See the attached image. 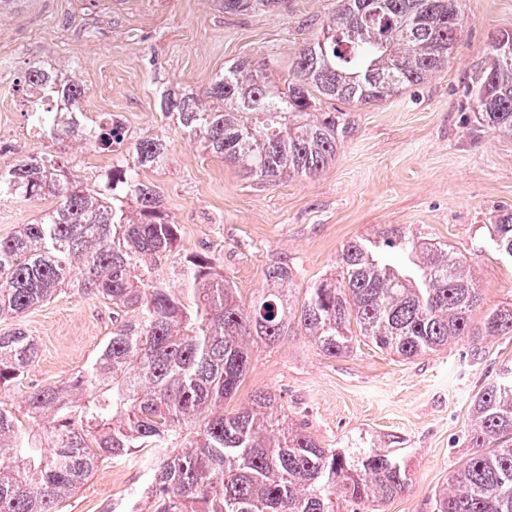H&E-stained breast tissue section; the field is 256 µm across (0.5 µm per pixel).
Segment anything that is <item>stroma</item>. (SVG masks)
Here are the masks:
<instances>
[{"mask_svg": "<svg viewBox=\"0 0 512 512\" xmlns=\"http://www.w3.org/2000/svg\"><path fill=\"white\" fill-rule=\"evenodd\" d=\"M338 0H271L228 13L224 0H7L0 6V165L45 148L22 110L21 80L32 63L75 73L88 117L112 115L128 137L161 133L164 167L145 169L179 227L187 250L214 258L242 303L259 295L270 266L288 264L305 290L340 273L343 246L387 225L448 245L467 258L482 302L474 312L512 302V259L496 251L489 227L512 211V137L478 129L465 94L494 34L512 30V0H462L463 23L448 65L423 84L381 103L323 102L346 113L349 128L334 163L313 177L265 183L206 153L163 116L162 92L204 95L225 66L268 63L276 84L293 76L298 52L312 43ZM54 198L0 203V237L34 223ZM23 327L38 347L25 378L0 390V405L22 406L27 392L84 368L112 330V305L63 293L30 309ZM460 338L404 360L355 336L352 352L325 356L307 337L255 345L245 379L226 411L256 392L276 396L274 410L304 425L325 448H389L405 462L408 491L382 512H434L468 452L472 399L503 364L512 337L468 358ZM152 448L101 464L59 512H151Z\"/></svg>", "mask_w": 512, "mask_h": 512, "instance_id": "1", "label": "stroma"}]
</instances>
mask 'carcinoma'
Instances as JSON below:
<instances>
[{"label":"carcinoma","instance_id":"1","mask_svg":"<svg viewBox=\"0 0 512 512\" xmlns=\"http://www.w3.org/2000/svg\"><path fill=\"white\" fill-rule=\"evenodd\" d=\"M460 26V0H341L322 36L300 50L286 90L269 66L241 61L216 77L206 100L169 92L160 108L248 177L313 176L335 161L347 130L345 113L313 111L316 96L369 104L417 86L448 62ZM24 86L39 137L77 138L112 165L92 188L51 151L0 166V203L58 200L0 238V318H20L67 289L112 302V332L76 375L29 392L24 416L38 429L0 407V512H58L99 464L147 447L156 452L145 461L152 512H340L342 502L372 512L404 492L411 478L392 451L323 448L271 412L270 394L224 412L251 345L298 333L338 357L352 349L354 324L404 359L466 337L476 363L487 341L512 336V303L474 324L481 292L465 263L390 225L374 240L346 243L342 279H322L297 305L290 268L280 264L245 307L210 256L178 249V226L140 178L167 160L165 140L131 142L111 116L88 118L73 76L35 64ZM466 95L478 127L512 136V31L493 36ZM491 228L512 259V212ZM393 254L406 262L394 264ZM37 355L21 326L0 333V388L24 378ZM469 447L435 512H512V366L474 396Z\"/></svg>","mask_w":512,"mask_h":512}]
</instances>
